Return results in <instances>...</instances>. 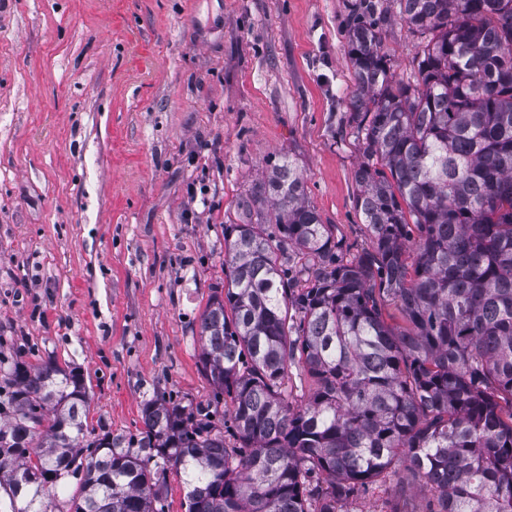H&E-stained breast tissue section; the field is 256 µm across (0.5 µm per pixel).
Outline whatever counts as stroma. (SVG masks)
Returning a JSON list of instances; mask_svg holds the SVG:
<instances>
[{"mask_svg":"<svg viewBox=\"0 0 512 512\" xmlns=\"http://www.w3.org/2000/svg\"><path fill=\"white\" fill-rule=\"evenodd\" d=\"M354 0H0V381L13 359L85 381L88 431L144 401L206 403L199 319L224 229L280 156L343 260L355 206ZM385 51L413 81L419 40Z\"/></svg>","mask_w":512,"mask_h":512,"instance_id":"1","label":"stroma"}]
</instances>
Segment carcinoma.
<instances>
[{
  "label": "carcinoma",
  "instance_id": "obj_1",
  "mask_svg": "<svg viewBox=\"0 0 512 512\" xmlns=\"http://www.w3.org/2000/svg\"><path fill=\"white\" fill-rule=\"evenodd\" d=\"M394 5L421 40L415 84L390 74L380 0H356L348 30L371 251L337 260L285 157L224 229L200 365L236 444L211 404L164 398L143 403L138 434L89 440L83 377L17 361L0 386L12 512H54L45 486L71 475L69 512H163L170 467L186 512H344L392 476L431 493L425 512H512V0ZM289 249L313 258L306 288L279 264ZM295 359L312 380L299 408L284 388Z\"/></svg>",
  "mask_w": 512,
  "mask_h": 512
}]
</instances>
